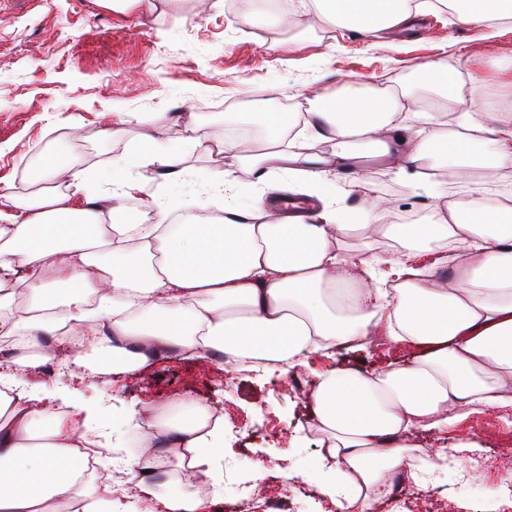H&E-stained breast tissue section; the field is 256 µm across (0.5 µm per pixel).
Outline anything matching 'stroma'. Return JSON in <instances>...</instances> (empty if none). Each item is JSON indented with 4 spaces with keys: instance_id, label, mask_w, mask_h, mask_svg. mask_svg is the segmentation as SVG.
<instances>
[{
    "instance_id": "1",
    "label": "stroma",
    "mask_w": 512,
    "mask_h": 512,
    "mask_svg": "<svg viewBox=\"0 0 512 512\" xmlns=\"http://www.w3.org/2000/svg\"><path fill=\"white\" fill-rule=\"evenodd\" d=\"M227 3L159 0L156 10L137 7L119 14L105 0H0V181L23 191L30 159L57 145L98 184L111 180L112 163L119 158L125 173L136 174L139 134L148 126L158 143L177 144L186 173L175 184L161 178L143 182L141 195L173 209L178 218L202 207L211 213L223 208V198L205 203L199 198L203 179L221 167L235 169V198L245 204L270 201L277 187L285 197L315 202L327 183L332 205L342 214L357 209L364 197L378 195L394 209L431 217L433 199L421 181L373 161H364L359 174L328 171L319 183L286 172L260 180L234 158L188 140L175 142L172 125L186 123L192 109L202 133L232 137L245 124L225 125L227 112L241 107L253 114L296 112L317 94L396 85L429 61L447 64L461 82L465 60L512 59V24L484 38L447 10H430L412 29L374 38L352 28L287 31L273 23L251 24L240 8ZM159 114L166 115V123L156 122ZM101 121L118 128V135L89 141L68 135L76 123L93 127ZM421 354L418 347L382 343L363 350L339 348L329 355L307 354L291 374L174 357L107 380L61 354L29 370L27 379L47 384L57 401L88 408L111 432V447L97 451L102 469L113 452L136 456L131 410L190 393L224 415V446L212 451L219 462V495H233L242 485L263 487L276 463L283 481L275 490L288 494L294 512H327L318 437L310 433L302 439L297 433L305 409L296 382L309 388L333 367L373 372ZM456 434L485 445L469 479L454 469L438 483L411 481L397 499H383L380 512H503L512 503L500 494L503 477L512 472V416L473 413Z\"/></svg>"
}]
</instances>
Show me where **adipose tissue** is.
Here are the masks:
<instances>
[{
	"instance_id": "ef3b65f1",
	"label": "adipose tissue",
	"mask_w": 512,
	"mask_h": 512,
	"mask_svg": "<svg viewBox=\"0 0 512 512\" xmlns=\"http://www.w3.org/2000/svg\"><path fill=\"white\" fill-rule=\"evenodd\" d=\"M310 27L352 26L382 37L409 28L423 6L463 25L512 23V0H312ZM471 111L457 127L444 114L448 67L428 63L415 84L317 95L307 111L266 113L263 147L240 155L232 138L198 135L205 150L242 157L258 178L275 171L314 177L375 158L422 173L455 172L463 194L432 187L435 221L387 224L390 206L366 197L348 215L285 214L267 204L230 205L204 223L175 224L144 201L134 223L114 224L141 181L173 178L183 158L143 135L139 172L94 189L86 169L47 158L20 196L0 189V334L19 336L12 361L44 363L43 347L107 357L117 373L161 357L228 352L295 369L309 353L372 339L425 347V355L379 371L336 367L312 391V429L322 448L323 492L333 512H376L393 473L412 467L415 431L453 433L469 414L512 411V195L491 203L485 186L512 166V114L485 107L512 94V62L470 66ZM327 140L330 153H312ZM353 236L397 243L392 254L346 251ZM427 251L451 270L416 269ZM395 276L398 288L381 283ZM64 306V318L52 309ZM150 427L127 465L149 512H213L215 461L224 421L177 398L130 416ZM97 428L90 414L60 411L0 370V512H134L111 485L80 478L81 450Z\"/></svg>"
}]
</instances>
